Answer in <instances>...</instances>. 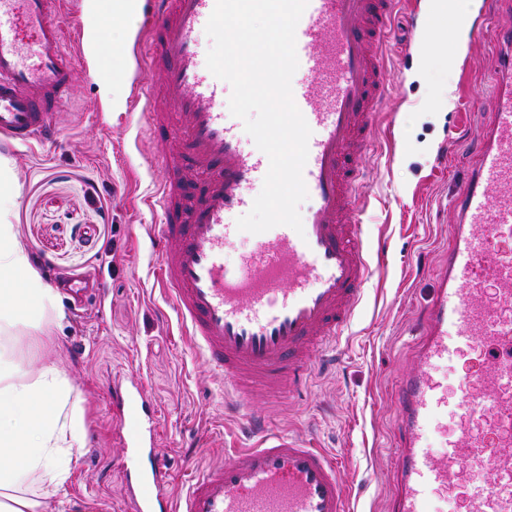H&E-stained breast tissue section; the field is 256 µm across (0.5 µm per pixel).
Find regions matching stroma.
I'll use <instances>...</instances> for the list:
<instances>
[{"label":"stroma","instance_id":"obj_1","mask_svg":"<svg viewBox=\"0 0 512 512\" xmlns=\"http://www.w3.org/2000/svg\"><path fill=\"white\" fill-rule=\"evenodd\" d=\"M448 0H420L415 17L392 24L388 79L392 95L364 157L370 246L385 243L386 265L371 275L353 321L335 348L314 357L298 392L269 404L272 429L307 437L342 461L356 512H389L396 413L393 385L415 363L420 310L443 263L453 216L448 201L462 182L456 166H435L437 146L460 113L491 109L487 41L457 47ZM437 37L430 49L409 46L410 25ZM131 101L128 80L92 82L77 72L73 98L52 144L11 145L0 155L17 176L13 222L44 281L87 283L80 297L62 294L65 319L47 354L71 380L85 410L86 441L71 478L50 492L46 512H129L117 463L122 454L108 400L113 377L139 381L157 410L156 449L168 463L169 487L243 447L225 410V379L199 359L155 281L150 239L161 215L146 206L165 177L158 148L139 136L137 113H99L113 96ZM392 160H385L387 146Z\"/></svg>","mask_w":512,"mask_h":512}]
</instances>
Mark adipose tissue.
Returning <instances> with one entry per match:
<instances>
[{"label":"adipose tissue","instance_id":"ef3b65f1","mask_svg":"<svg viewBox=\"0 0 512 512\" xmlns=\"http://www.w3.org/2000/svg\"><path fill=\"white\" fill-rule=\"evenodd\" d=\"M13 167L0 159V512H44L49 490L71 477L75 448L86 438L74 387L56 364L31 368L27 345L55 347L65 313L55 288L32 267L11 219ZM22 279L35 306L21 313L12 288Z\"/></svg>","mask_w":512,"mask_h":512}]
</instances>
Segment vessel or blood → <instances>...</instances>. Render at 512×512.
<instances>
[{
	"mask_svg": "<svg viewBox=\"0 0 512 512\" xmlns=\"http://www.w3.org/2000/svg\"><path fill=\"white\" fill-rule=\"evenodd\" d=\"M216 0H0V136L29 145L57 138L77 69L111 79L99 28L112 12L137 20L131 87L140 127L160 145L167 176L156 202L158 276L184 336L208 368L223 373L238 403L254 391L296 392L312 355L348 329L384 251L368 254L369 204L359 161L391 94L387 53L399 0H309L296 27L294 101L312 134L303 178L302 231L255 234L238 267L224 251L240 235L233 215L251 209L268 157L223 110V80L203 69L197 33ZM70 23H63V16ZM493 35L492 110L480 122L449 201L455 217L445 267L422 312L414 368L396 386L397 443L391 512H431L435 494L459 495L465 512H512V0H494L483 23ZM31 32V39L20 36ZM73 38L77 57L65 53ZM158 74L159 85L148 81ZM480 353L458 407L466 423L448 436V395L433 376L465 351ZM112 416L128 455L120 463L131 512H352L340 458L305 438L270 431L247 411L254 439L168 491L165 459L142 427L156 409L143 384L112 383ZM444 433L434 455L431 433Z\"/></svg>",
	"mask_w": 512,
	"mask_h": 512,
	"instance_id": "b4317fda",
	"label": "vessel or blood"
}]
</instances>
